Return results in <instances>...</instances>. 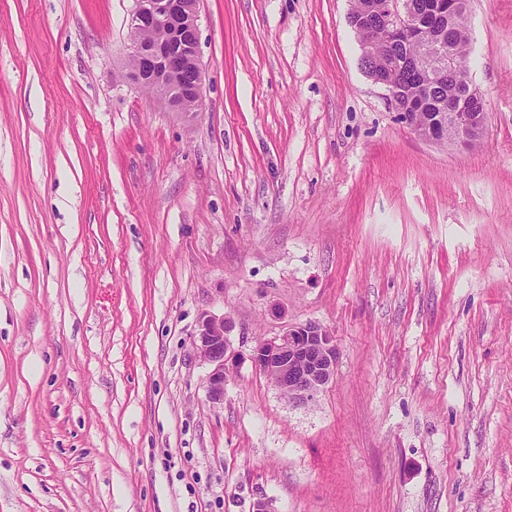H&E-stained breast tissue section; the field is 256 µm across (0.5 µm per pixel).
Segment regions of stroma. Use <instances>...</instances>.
<instances>
[{
    "instance_id": "1",
    "label": "stroma",
    "mask_w": 512,
    "mask_h": 512,
    "mask_svg": "<svg viewBox=\"0 0 512 512\" xmlns=\"http://www.w3.org/2000/svg\"><path fill=\"white\" fill-rule=\"evenodd\" d=\"M132 6L0 0V512H512V0L468 2L469 148L400 121L353 0H201L194 112L122 82ZM306 322L297 405L250 355ZM232 328V321L224 316L203 314L194 338L196 351L212 366L208 387L209 396L215 402L224 400V371L229 359L234 357L228 337ZM337 355L330 332L320 325L305 323L288 324L279 336L260 341L251 359L290 401L306 404L333 380Z\"/></svg>"
}]
</instances>
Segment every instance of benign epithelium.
<instances>
[{
  "instance_id": "7a95c632",
  "label": "benign epithelium",
  "mask_w": 512,
  "mask_h": 512,
  "mask_svg": "<svg viewBox=\"0 0 512 512\" xmlns=\"http://www.w3.org/2000/svg\"><path fill=\"white\" fill-rule=\"evenodd\" d=\"M200 0H133L128 23L130 51L123 80L144 88L172 112H195L202 98L203 68L200 60ZM457 0L443 4L436 18L421 20L410 0H385L377 16L364 15L360 25L375 38L391 43L402 38L418 45L423 56L437 59L434 69L422 68L423 82L430 85L447 74L462 75L469 69V58L459 57L453 47L425 38L436 21L453 19ZM396 62L386 61L371 69L370 79L383 87L393 104L400 98L399 85L391 76ZM400 118L421 137L435 142L450 140L461 147L482 141L488 116L487 100L464 101L458 93L448 99V110L439 112L426 125L417 115L401 108ZM455 129L448 137L447 127ZM230 319L204 314L200 317L194 346L212 366L208 376L209 396L224 400V371L234 357L229 332ZM337 348L334 337L325 328L313 324H289L272 339L260 341L251 354L252 362L270 383L297 404L313 400L318 391L333 380Z\"/></svg>"
}]
</instances>
